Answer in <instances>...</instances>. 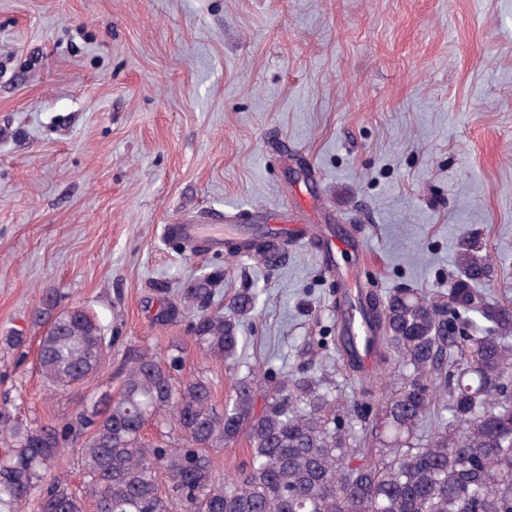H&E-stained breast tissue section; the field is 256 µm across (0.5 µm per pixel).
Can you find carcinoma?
Instances as JSON below:
<instances>
[{
    "instance_id": "cac0c4a2",
    "label": "carcinoma",
    "mask_w": 512,
    "mask_h": 512,
    "mask_svg": "<svg viewBox=\"0 0 512 512\" xmlns=\"http://www.w3.org/2000/svg\"><path fill=\"white\" fill-rule=\"evenodd\" d=\"M226 251L272 268L285 243L257 234ZM454 260L458 274L446 293L361 298L362 321L379 330L372 340L381 363L393 348L409 374L377 403L363 385L366 400L341 416L336 380L305 365L277 379L256 366L235 378L222 404L203 377L177 386L180 345L171 354L130 350L118 393L60 426L29 425L0 409V512H25L33 499L37 512H512V303L488 295L492 264L475 238L458 240ZM223 281L220 269L190 280L154 321L188 315L194 344L234 361L258 294L240 290L212 310ZM107 346L96 315L57 312L39 344L44 382H82ZM152 420L172 427L169 442L144 438ZM427 420L430 441L418 443ZM241 436L249 465L218 478L212 452ZM73 446L80 486L51 474Z\"/></svg>"
}]
</instances>
